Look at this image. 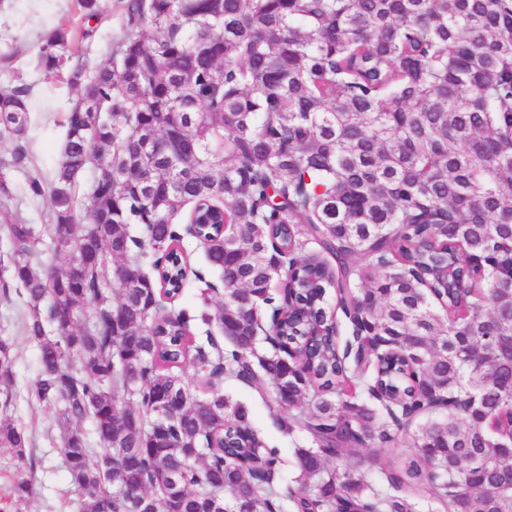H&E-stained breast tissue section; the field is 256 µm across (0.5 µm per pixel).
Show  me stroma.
I'll list each match as a JSON object with an SVG mask.
<instances>
[{
	"label": "stroma",
	"instance_id": "obj_1",
	"mask_svg": "<svg viewBox=\"0 0 512 512\" xmlns=\"http://www.w3.org/2000/svg\"><path fill=\"white\" fill-rule=\"evenodd\" d=\"M98 18L85 21L77 0H0V90L19 84L28 85L31 124L24 144L29 154L25 168H8L4 174L11 200L0 207V250L7 247L6 226L15 219L47 230L52 222L48 198H31L27 180L31 175L51 179L61 157L65 135V114L75 91L58 77L44 74L36 65L42 36L56 27L71 30L74 46L87 71H94L108 58L113 46L125 32V0H99ZM91 28L90 37H82L83 28ZM26 303L18 290L9 298L0 297V337L14 343L16 385L8 410L12 420L33 436L32 452L38 464L27 470L14 454L0 449V500L9 501L13 482L21 474H30L37 494L21 512H76L75 488L63 467L59 431L51 408L31 405L26 391L40 372L37 346L25 339L22 322ZM224 392L246 404L253 425L261 430L270 446L278 448L285 474H292L295 450L301 434L288 435L273 424L268 404L247 385L228 380Z\"/></svg>",
	"mask_w": 512,
	"mask_h": 512
}]
</instances>
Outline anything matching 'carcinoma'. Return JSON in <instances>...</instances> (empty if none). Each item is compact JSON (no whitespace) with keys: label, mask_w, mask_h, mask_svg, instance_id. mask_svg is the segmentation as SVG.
<instances>
[{"label":"carcinoma","mask_w":512,"mask_h":512,"mask_svg":"<svg viewBox=\"0 0 512 512\" xmlns=\"http://www.w3.org/2000/svg\"><path fill=\"white\" fill-rule=\"evenodd\" d=\"M73 43L39 48L78 97L27 184L66 265L14 222L0 292L23 290L78 512H512V0H127L92 74ZM28 93L0 91V168L27 163ZM226 378L304 435L290 482ZM30 444L0 419L32 471Z\"/></svg>","instance_id":"1"}]
</instances>
